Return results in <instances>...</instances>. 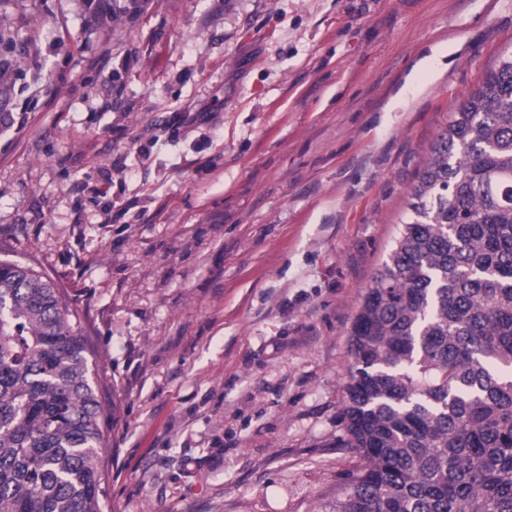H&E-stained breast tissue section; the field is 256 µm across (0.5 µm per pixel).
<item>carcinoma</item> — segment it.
Listing matches in <instances>:
<instances>
[{
  "mask_svg": "<svg viewBox=\"0 0 512 512\" xmlns=\"http://www.w3.org/2000/svg\"><path fill=\"white\" fill-rule=\"evenodd\" d=\"M348 332L356 459L318 512H512V54L457 99ZM94 350L0 259V512H106Z\"/></svg>",
  "mask_w": 512,
  "mask_h": 512,
  "instance_id": "carcinoma-1",
  "label": "carcinoma"
}]
</instances>
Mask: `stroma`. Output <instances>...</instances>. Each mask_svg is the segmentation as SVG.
Here are the masks:
<instances>
[{
  "instance_id": "obj_1",
  "label": "stroma",
  "mask_w": 512,
  "mask_h": 512,
  "mask_svg": "<svg viewBox=\"0 0 512 512\" xmlns=\"http://www.w3.org/2000/svg\"><path fill=\"white\" fill-rule=\"evenodd\" d=\"M0 0V258L95 346L108 512H314L348 331L512 0Z\"/></svg>"
}]
</instances>
